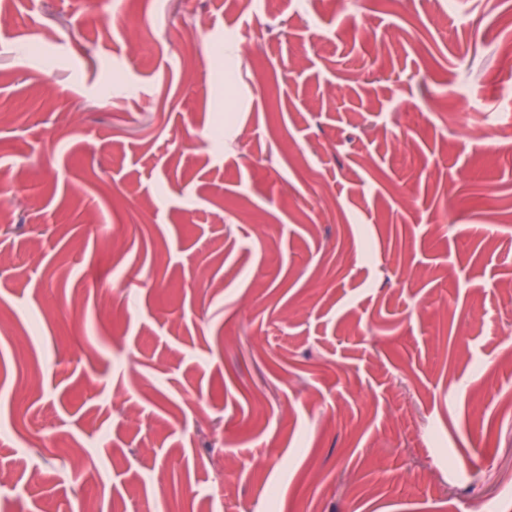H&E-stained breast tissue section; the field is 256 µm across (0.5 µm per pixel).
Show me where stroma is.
<instances>
[{"label": "stroma", "instance_id": "1", "mask_svg": "<svg viewBox=\"0 0 512 512\" xmlns=\"http://www.w3.org/2000/svg\"><path fill=\"white\" fill-rule=\"evenodd\" d=\"M507 44L512 0H0V512H512Z\"/></svg>", "mask_w": 512, "mask_h": 512}]
</instances>
